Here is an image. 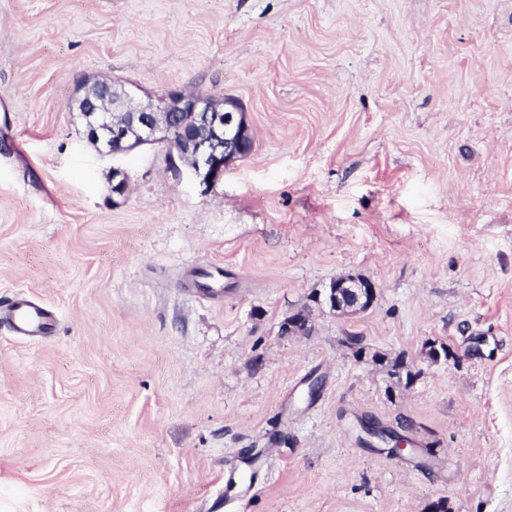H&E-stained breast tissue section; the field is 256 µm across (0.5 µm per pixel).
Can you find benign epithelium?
<instances>
[{"label": "benign epithelium", "instance_id": "7a95c632", "mask_svg": "<svg viewBox=\"0 0 512 512\" xmlns=\"http://www.w3.org/2000/svg\"><path fill=\"white\" fill-rule=\"evenodd\" d=\"M95 89L83 95L82 120L87 134L102 142L103 151L116 154L112 144L130 147L158 139L176 141V151L189 158L200 182L209 186L224 166L244 150L248 125L244 113L233 101L219 102L201 93L167 91L142 101L129 88L125 98L112 104V119L101 103L111 96L105 81L83 83L80 89ZM376 296L375 284L367 278H341L329 290L327 299L338 311H365ZM309 315L300 311L282 323V331L305 330Z\"/></svg>", "mask_w": 512, "mask_h": 512}]
</instances>
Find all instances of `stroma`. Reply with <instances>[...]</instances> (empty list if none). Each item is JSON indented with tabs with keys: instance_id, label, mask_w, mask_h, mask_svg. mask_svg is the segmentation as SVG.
<instances>
[{
	"instance_id": "1",
	"label": "stroma",
	"mask_w": 512,
	"mask_h": 512,
	"mask_svg": "<svg viewBox=\"0 0 512 512\" xmlns=\"http://www.w3.org/2000/svg\"><path fill=\"white\" fill-rule=\"evenodd\" d=\"M84 80L233 99L253 149L101 154ZM20 291L60 323L0 327V512H512V0H0ZM375 296L376 286L371 280L349 277L336 280L327 299L338 311H365L372 306Z\"/></svg>"
}]
</instances>
